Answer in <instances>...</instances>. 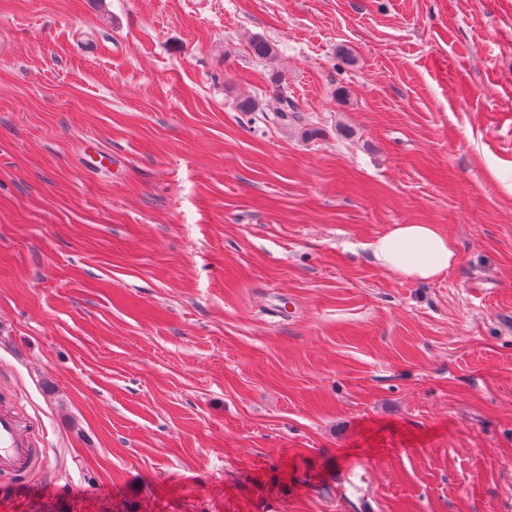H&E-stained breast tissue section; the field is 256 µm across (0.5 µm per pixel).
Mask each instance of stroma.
Listing matches in <instances>:
<instances>
[{
    "label": "stroma",
    "mask_w": 512,
    "mask_h": 512,
    "mask_svg": "<svg viewBox=\"0 0 512 512\" xmlns=\"http://www.w3.org/2000/svg\"><path fill=\"white\" fill-rule=\"evenodd\" d=\"M0 408V512H512V0H0ZM369 248L380 268L421 282L447 273L457 259L454 240L434 224H393ZM29 436L21 431L15 417L7 412L0 413V470L22 472L31 462Z\"/></svg>",
    "instance_id": "obj_1"
}]
</instances>
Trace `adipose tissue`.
<instances>
[{"label":"adipose tissue","instance_id":"adipose-tissue-1","mask_svg":"<svg viewBox=\"0 0 512 512\" xmlns=\"http://www.w3.org/2000/svg\"><path fill=\"white\" fill-rule=\"evenodd\" d=\"M380 268L427 282L448 272L457 259L454 240L433 224H394L369 245Z\"/></svg>","mask_w":512,"mask_h":512}]
</instances>
